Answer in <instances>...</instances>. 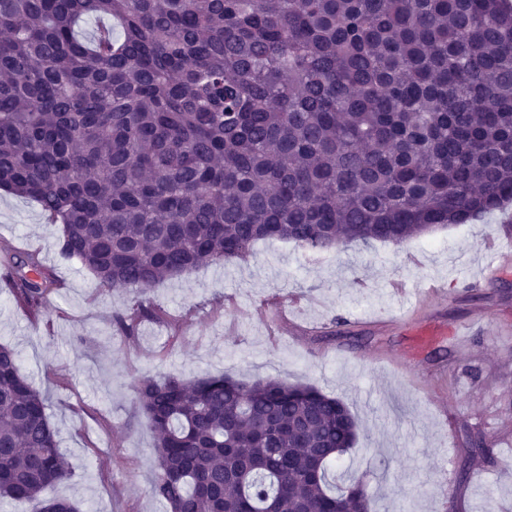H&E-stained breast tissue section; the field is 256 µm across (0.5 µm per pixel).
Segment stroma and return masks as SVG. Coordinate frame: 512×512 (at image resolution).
I'll return each instance as SVG.
<instances>
[{"mask_svg":"<svg viewBox=\"0 0 512 512\" xmlns=\"http://www.w3.org/2000/svg\"><path fill=\"white\" fill-rule=\"evenodd\" d=\"M507 217L320 254L262 241L243 260L148 291L162 314L129 336L113 315L135 290L102 287L62 261L38 204L0 192V237L37 252L61 282L32 317L0 279V341L20 352L72 466L58 494L96 502L98 512H163L150 493L153 438L133 385L144 375L223 373L344 400L360 430L333 474L362 482L374 512L512 508V272L486 282L493 258L483 248ZM398 274L418 287L440 283L447 301L399 303L387 291ZM288 294L302 298L289 318L315 329L306 343L270 335L250 316ZM464 425L494 449L463 476Z\"/></svg>","mask_w":512,"mask_h":512,"instance_id":"35a3bbf8","label":"stroma"}]
</instances>
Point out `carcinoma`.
Wrapping results in <instances>:
<instances>
[{
	"label": "carcinoma",
	"mask_w": 512,
	"mask_h": 512,
	"mask_svg": "<svg viewBox=\"0 0 512 512\" xmlns=\"http://www.w3.org/2000/svg\"><path fill=\"white\" fill-rule=\"evenodd\" d=\"M0 191L58 254L143 291L262 240L399 246L512 202L506 0H0ZM40 311L38 255L7 261ZM159 311L142 297L116 322ZM164 512H370L331 469L358 425L279 379L145 375ZM466 458L491 456L479 433ZM42 394L0 343V501L81 512Z\"/></svg>",
	"instance_id": "cac0c4a2"
}]
</instances>
